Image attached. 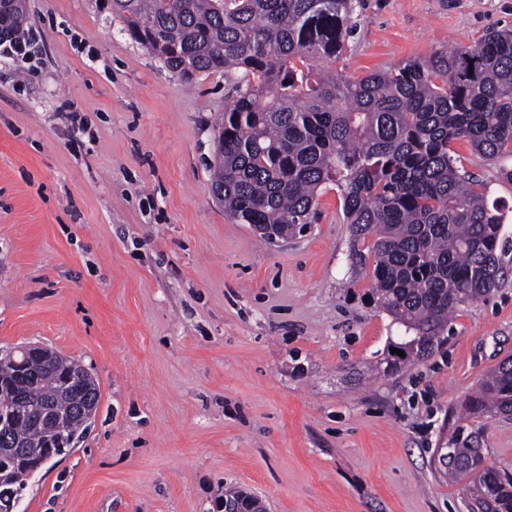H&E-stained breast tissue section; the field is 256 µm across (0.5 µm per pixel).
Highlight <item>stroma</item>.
Wrapping results in <instances>:
<instances>
[{"mask_svg":"<svg viewBox=\"0 0 512 512\" xmlns=\"http://www.w3.org/2000/svg\"><path fill=\"white\" fill-rule=\"evenodd\" d=\"M24 5L36 53L0 57V348L78 360L100 402L16 512H213L229 486L269 512H468L434 461L466 437L512 472V418L464 408L512 357L511 159L453 143L507 209L505 283L394 373L402 329L351 264L334 185L274 246L214 198L223 71L174 76L111 0ZM355 16L336 69L357 78L512 28V0H361Z\"/></svg>","mask_w":512,"mask_h":512,"instance_id":"35a3bbf8","label":"stroma"}]
</instances>
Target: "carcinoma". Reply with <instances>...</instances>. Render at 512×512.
Listing matches in <instances>:
<instances>
[{
	"instance_id": "cac0c4a2",
	"label": "carcinoma",
	"mask_w": 512,
	"mask_h": 512,
	"mask_svg": "<svg viewBox=\"0 0 512 512\" xmlns=\"http://www.w3.org/2000/svg\"><path fill=\"white\" fill-rule=\"evenodd\" d=\"M355 8L356 0H112L124 31L173 74L241 73L211 166L229 218L312 224L319 192L336 185L352 226L350 257L361 267L372 261L373 298L409 335L397 371L441 344L455 309L504 284L497 248L505 215L484 182L457 166L452 143L465 139L494 163L512 157V29L344 79L331 65L356 29ZM23 20L20 7L1 11L0 35ZM76 366L33 358L36 381L14 391L15 369L0 363V403L20 398L30 407L7 428L12 442L69 449L82 438L85 428L67 431L38 416L48 405H99L91 377L80 390L61 391L58 379ZM466 407L512 415V368L499 363ZM481 453L472 440L457 442L448 476L467 480L470 504L512 512V475L470 468Z\"/></svg>"
}]
</instances>
